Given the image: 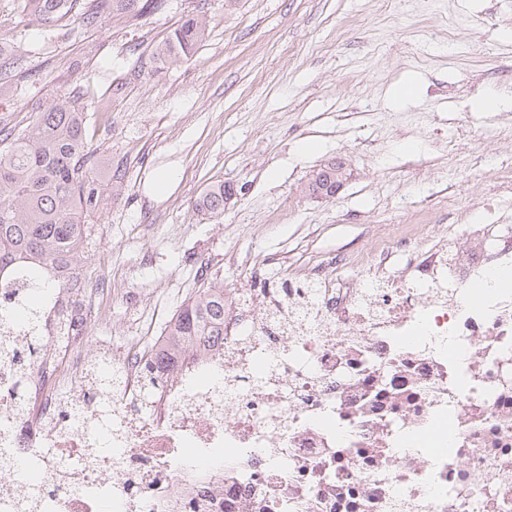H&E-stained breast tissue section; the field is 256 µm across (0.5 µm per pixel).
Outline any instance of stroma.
Wrapping results in <instances>:
<instances>
[{"label":"stroma","instance_id":"stroma-1","mask_svg":"<svg viewBox=\"0 0 512 512\" xmlns=\"http://www.w3.org/2000/svg\"><path fill=\"white\" fill-rule=\"evenodd\" d=\"M201 8L195 54L154 61ZM1 56L14 64L0 69V129H25L60 93L89 114L100 197L80 274L106 287L88 326L95 358L161 335L204 282L232 289L261 260L302 277L367 253L395 224L428 225L438 242L452 223L512 224V138L500 133L512 126V0H164L82 29L0 0ZM489 92L505 107L480 111ZM307 141L321 151L304 153ZM336 156L342 191L305 197L306 176ZM217 180L237 197L221 216L198 213Z\"/></svg>","mask_w":512,"mask_h":512}]
</instances>
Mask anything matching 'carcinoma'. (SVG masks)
<instances>
[{
	"label": "carcinoma",
	"mask_w": 512,
	"mask_h": 512,
	"mask_svg": "<svg viewBox=\"0 0 512 512\" xmlns=\"http://www.w3.org/2000/svg\"><path fill=\"white\" fill-rule=\"evenodd\" d=\"M75 0H22L23 10L43 23L71 10ZM158 7V0H94L79 17L92 26L109 12L139 16ZM207 34L206 23L185 19L155 46L164 62L193 54ZM87 115L71 96L61 95L22 132L0 129V281L25 276L28 300L16 313L30 324L41 320L42 297L56 290L69 293L79 275L88 225L85 213L94 205L92 173L95 150L86 140ZM195 208L211 216L224 213V182L208 185ZM174 343L198 341L210 346L224 335V287L210 285L188 300L171 319ZM164 356L152 353L145 378L160 381Z\"/></svg>",
	"instance_id": "1"
}]
</instances>
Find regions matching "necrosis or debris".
I'll list each match as a JSON object with an SVG mask.
<instances>
[{"label": "necrosis or debris", "instance_id": "1", "mask_svg": "<svg viewBox=\"0 0 512 512\" xmlns=\"http://www.w3.org/2000/svg\"><path fill=\"white\" fill-rule=\"evenodd\" d=\"M354 284L252 277L224 303V342L169 351L143 385L149 350L112 368V445L89 457L101 409L86 386V294L44 360L0 322V512H512V226L469 224L448 245L393 227ZM52 459L51 490L12 479Z\"/></svg>", "mask_w": 512, "mask_h": 512}]
</instances>
